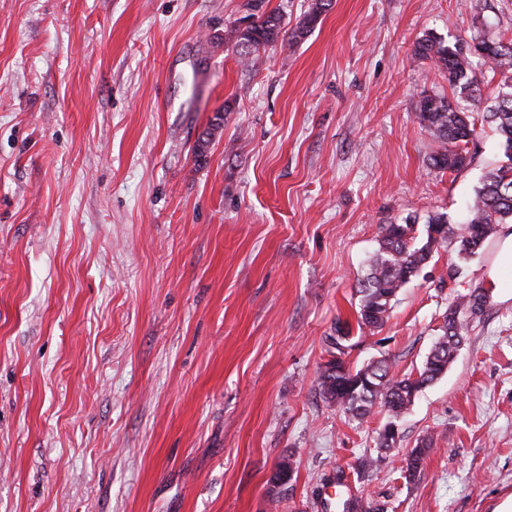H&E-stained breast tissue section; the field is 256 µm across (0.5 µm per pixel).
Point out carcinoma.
<instances>
[{"label": "carcinoma", "instance_id": "cac0c4a2", "mask_svg": "<svg viewBox=\"0 0 512 512\" xmlns=\"http://www.w3.org/2000/svg\"><path fill=\"white\" fill-rule=\"evenodd\" d=\"M330 0H315L311 9L293 30L286 29L283 15L262 12L259 3L251 2L249 25L236 26L230 39L241 60L249 62L260 49L288 39L303 38L318 23ZM415 57L431 61L444 71L453 96L422 92L418 118L425 130L440 144L429 157V166L439 171H457L471 162L466 151L476 134V120L494 125L501 139L506 161L488 171L475 192L466 221L456 224L443 213L431 214L426 222V236L418 240L416 220L382 226L378 248L368 262L367 273L357 279L361 303L357 312L358 329H380L388 321L392 302L412 278L418 276L440 248L456 247L465 259L485 250L497 227L512 223V37L492 23H485L470 37L450 43L429 34L418 40ZM489 65L499 76V91L477 118L480 108V78L475 60ZM224 126V113L216 111L214 122L198 143V154L206 152L215 132ZM490 300L484 288H473L448 306L443 315L441 334L437 337L422 367L415 373L399 375L387 358L372 360L360 368H351L344 356L351 348L350 330L336 327V335L326 337L335 350L324 365L320 393L325 402L338 406L344 414L363 420L376 412L387 417L378 432L379 448H391L399 435L387 430L411 405L416 393L442 376L469 330ZM434 444L428 435L420 440L406 460V478L413 479L421 470L424 457Z\"/></svg>", "mask_w": 512, "mask_h": 512}]
</instances>
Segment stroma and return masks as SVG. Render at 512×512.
<instances>
[{"label":"stroma","mask_w":512,"mask_h":512,"mask_svg":"<svg viewBox=\"0 0 512 512\" xmlns=\"http://www.w3.org/2000/svg\"><path fill=\"white\" fill-rule=\"evenodd\" d=\"M247 13L0 0V512H500L512 299L474 321L392 449L377 446L384 416L323 402L319 376L381 226L463 221L504 160L483 123L470 165L429 167L439 145L416 104L450 88L416 41L485 22L512 36V0H331L304 39L243 63L224 36ZM494 258L439 249L347 362L420 369ZM285 458L293 474L271 489ZM434 444L433 436L427 435L422 438L418 445L411 452L410 456L406 460V478L409 480L413 479L421 470L424 457L429 448Z\"/></svg>","instance_id":"stroma-1"}]
</instances>
